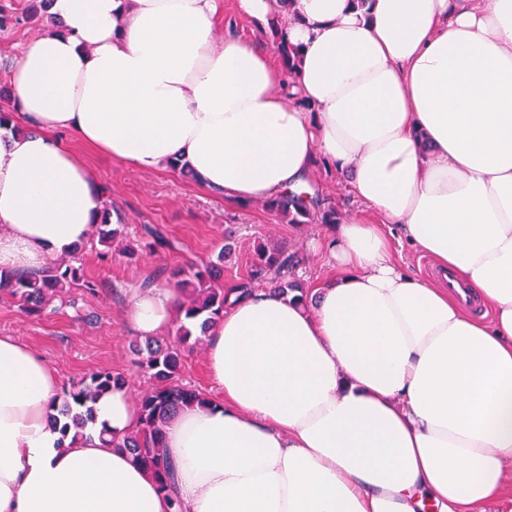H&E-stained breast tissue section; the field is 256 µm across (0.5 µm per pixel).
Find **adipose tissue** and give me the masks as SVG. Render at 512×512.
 Returning a JSON list of instances; mask_svg holds the SVG:
<instances>
[{
  "mask_svg": "<svg viewBox=\"0 0 512 512\" xmlns=\"http://www.w3.org/2000/svg\"><path fill=\"white\" fill-rule=\"evenodd\" d=\"M237 4L279 22L295 77L232 30L216 41L224 0H53L8 72L0 272L93 232L103 194L66 134L141 171L188 164L241 205L322 165L381 221L313 241L335 269L306 301L228 295L207 339L219 396L166 433L171 492L114 445L138 425L129 388L61 434L57 371L0 336V512H485L512 472V0ZM181 302L136 288L124 320L160 337ZM390 243L394 258L410 272L423 277L434 275V269L429 259L412 252L405 244H399L397 238H391Z\"/></svg>",
  "mask_w": 512,
  "mask_h": 512,
  "instance_id": "obj_1",
  "label": "adipose tissue"
}]
</instances>
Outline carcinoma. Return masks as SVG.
<instances>
[{"label": "carcinoma", "instance_id": "obj_1", "mask_svg": "<svg viewBox=\"0 0 512 512\" xmlns=\"http://www.w3.org/2000/svg\"><path fill=\"white\" fill-rule=\"evenodd\" d=\"M50 0H39V5L31 6L28 13L18 16L0 8V29L12 28L25 19H32L37 12H47ZM272 45L284 71L295 73L298 57L297 48L279 32L278 25L271 23ZM267 210L275 213L287 224H311L317 220L322 224L339 223L338 214L332 205H324L319 195L302 190L290 196L280 197L265 203ZM125 225L112 223V211L105 207L93 231L98 243L111 251L112 243L124 237ZM82 246L74 245L68 252L70 260L55 263L38 273L8 275L0 282V291L6 292L19 300L30 314L44 312L49 302L80 284L92 290L95 285L81 281L80 268L73 264L78 259ZM232 252L227 243L217 254V261L203 268L190 267L172 269L162 268L142 283L148 288L162 276L167 282L180 289L185 305V317L195 322L198 335L184 323L176 325L174 337L168 339L148 338L135 345L138 356L137 367L154 380L153 386L139 394L141 407L139 427L128 434L121 446L131 451L144 465L153 470L159 482L164 484L169 477L171 465L164 455V439L169 422L178 410L188 404H201L205 393L180 382L185 352L194 349L214 323V319L224 313L227 298L226 289L220 283L221 271L224 270V258ZM299 259L288 251V247L277 242H260L254 250V262L249 272V281L241 283L238 290L242 294L250 291L254 281H261L273 286V290L286 296L293 292L305 293V289L296 279ZM127 383L125 375L114 371H97L69 383L63 388V396L57 407L58 417L67 419L62 429L73 427L83 433L88 425L94 423L92 402L113 387Z\"/></svg>", "mask_w": 512, "mask_h": 512}]
</instances>
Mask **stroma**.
<instances>
[{
  "mask_svg": "<svg viewBox=\"0 0 512 512\" xmlns=\"http://www.w3.org/2000/svg\"><path fill=\"white\" fill-rule=\"evenodd\" d=\"M67 143L96 173L105 204L127 224L126 241L138 255L133 260L117 252L102 256L96 238H88L80 263L95 290L70 289L64 301L51 302L39 316L25 313L17 300L0 293V335L33 347L57 370L62 383L107 370L124 373L134 392L149 389L151 380L135 364L136 335L123 322L128 293L158 267L205 265L215 258L225 235H232L236 246L224 261L227 286L247 281L253 248L267 240L286 243L297 254L296 274L305 287H314L331 270L329 257L313 254L309 247L324 232L323 224H287L264 204L237 206L177 171H140L85 148L75 138ZM316 182L341 221L362 217L346 177L322 170ZM144 224L163 230L175 250L150 252L141 237Z\"/></svg>",
  "mask_w": 512,
  "mask_h": 512,
  "instance_id": "stroma-1",
  "label": "stroma"
}]
</instances>
